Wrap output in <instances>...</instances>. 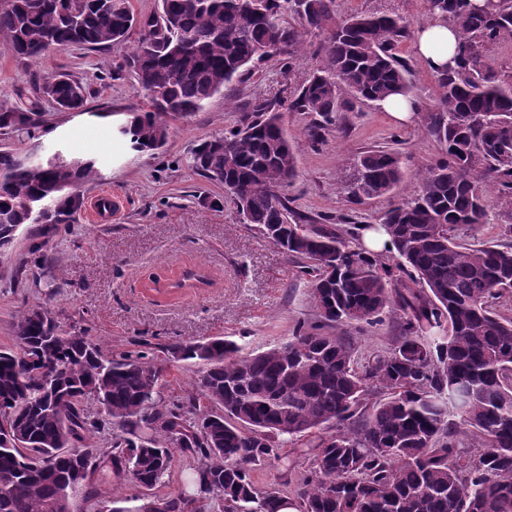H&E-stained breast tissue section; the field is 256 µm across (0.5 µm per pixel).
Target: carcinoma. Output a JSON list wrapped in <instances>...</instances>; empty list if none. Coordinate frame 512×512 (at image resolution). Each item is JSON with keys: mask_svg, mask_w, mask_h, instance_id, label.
<instances>
[{"mask_svg": "<svg viewBox=\"0 0 512 512\" xmlns=\"http://www.w3.org/2000/svg\"><path fill=\"white\" fill-rule=\"evenodd\" d=\"M429 11L459 30L456 67L434 72L438 99L429 133L444 154L419 174V191L392 208L389 237L371 253L358 235L288 223L287 189L297 176L274 99L249 104L239 125L200 139L189 167L224 185L242 223L257 226L312 276L311 295L327 330L297 328L292 338L244 353L222 337L175 343L171 357H112L64 330L48 308L20 312L15 349L0 352V512H69L68 482L102 496L98 473L132 475L133 506L106 512H277L286 495L253 478L278 450L307 441L313 467L296 490L298 512H512V320L490 300L512 291V244L470 248L452 235L489 221L483 188H498L512 212V72L487 52L512 38V0H428ZM293 16L297 23L285 21ZM141 38L126 68L147 95L118 134L137 152L166 144L170 124L249 71L276 59L288 69L304 37L325 34V66L294 92L289 109L320 117L309 139H323L347 96L365 102L412 96L410 71L395 50L411 24L388 14L335 18L333 0H160L136 17L130 0H9L0 9L3 49L40 58L71 46L101 49ZM84 110L85 88L66 74L36 84L25 110L0 107V129L31 133L41 101ZM94 161L20 163L0 150V244L25 224H71ZM402 178L398 156L363 152L347 190L358 201L390 194ZM395 255L390 264L384 253ZM397 313L401 336L365 372L355 348L329 329L376 324ZM201 365L196 393L167 405L160 390L178 361ZM384 397L371 400L373 389ZM93 402L90 412L85 403ZM109 446L93 441L104 424ZM483 451L457 446L458 428ZM197 460L191 497L158 495L174 450Z\"/></svg>", "mask_w": 512, "mask_h": 512, "instance_id": "carcinoma-1", "label": "carcinoma"}]
</instances>
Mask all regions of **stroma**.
<instances>
[{
  "instance_id": "35a3bbf8",
  "label": "stroma",
  "mask_w": 512,
  "mask_h": 512,
  "mask_svg": "<svg viewBox=\"0 0 512 512\" xmlns=\"http://www.w3.org/2000/svg\"><path fill=\"white\" fill-rule=\"evenodd\" d=\"M335 15L383 12L418 26L429 21L427 0H335ZM318 37H308L293 71L276 62L256 64L232 94H217L190 118L174 122L166 145L135 153L115 133L130 110L145 107L144 90L130 73L112 72L135 46L128 39L103 50L70 47L36 61H22L0 49V107L27 108L32 87L44 76L69 73L89 91L84 112H60L42 103V123L31 134L0 133V148L42 159L54 153L91 158L98 176L82 186L84 198L112 189L122 200L117 220L89 224L24 226L12 245L0 251V350L13 345L11 323L20 310L46 307L65 330H76L112 355L132 354L160 360L172 343L226 336L246 352L288 341L296 327L306 330L321 318L310 299L308 278L256 227L241 223L232 204L216 208L212 199L224 189L195 175L190 150L203 137L222 135L238 124L240 105L277 98L283 126L298 147L299 176L288 189L292 208L312 223L342 230L380 224L393 206L418 188L417 173L442 153L425 128V116L437 98L431 72L415 54V41L403 39L398 55L410 69L415 118L397 123L374 104L354 103L338 113L322 142L311 143L307 129L313 114L289 110V97L321 63ZM399 151L403 179L388 196L359 203L341 186L354 160L378 148ZM59 259L52 275L34 277L19 264L33 244ZM204 268L212 281L205 288H179L165 295L150 290L151 278L163 280L188 268ZM400 318L342 328L351 337L355 357L369 364L393 348ZM284 459L259 467L262 485L291 491L311 470L300 445L284 450Z\"/></svg>"
}]
</instances>
